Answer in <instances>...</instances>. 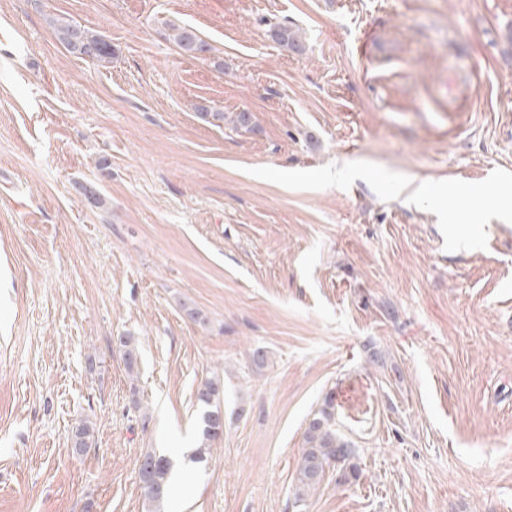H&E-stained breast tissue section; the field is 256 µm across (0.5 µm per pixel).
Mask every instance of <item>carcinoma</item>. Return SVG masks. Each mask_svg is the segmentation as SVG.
I'll return each mask as SVG.
<instances>
[{
	"instance_id": "cac0c4a2",
	"label": "carcinoma",
	"mask_w": 512,
	"mask_h": 512,
	"mask_svg": "<svg viewBox=\"0 0 512 512\" xmlns=\"http://www.w3.org/2000/svg\"><path fill=\"white\" fill-rule=\"evenodd\" d=\"M54 34L58 41L71 53L80 57H87L100 64L112 63V50L110 44L98 35L90 33L81 26L63 20L52 21ZM275 41L294 50L303 49V44L294 32L286 27H279L272 32ZM173 39L178 49L185 55L197 51H206L208 46L191 27L174 28ZM120 347L127 369L134 370L137 364L136 347L131 338H120ZM221 389L218 383L207 381L197 390L198 404L203 408L202 437L210 441L223 433L224 423L220 421L221 415ZM73 438L81 448L86 451L92 447L93 427L88 423L78 425L73 432ZM307 448L303 449L299 471L297 474V487L295 502L303 500L305 493L313 489L321 480L325 467L349 458L353 450L337 437L331 414L324 412L321 417L313 420L306 433ZM170 461L163 454L148 452L143 456L140 475L148 476V483L153 489H145L148 501L152 504L160 503L167 494L168 474Z\"/></svg>"
}]
</instances>
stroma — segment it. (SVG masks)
Returning a JSON list of instances; mask_svg holds the SVG:
<instances>
[{"label":"stroma","instance_id":"35a3bbf8","mask_svg":"<svg viewBox=\"0 0 512 512\" xmlns=\"http://www.w3.org/2000/svg\"><path fill=\"white\" fill-rule=\"evenodd\" d=\"M0 512H512V0H0ZM52 27L58 41L72 54L87 57L100 64H111V46L100 36L69 21L53 20ZM173 39L178 49L185 55L195 57L190 53L197 51H207L208 46L206 42L199 36L197 31L192 27H176L173 28ZM221 389L217 382L207 381L197 390L198 404L203 408L202 437L206 441L215 440L223 433L224 423L220 421ZM307 448H304L297 474L296 502H301L305 493L321 480L326 466L349 458L353 450L337 437L331 414L324 411L313 420L306 433ZM169 469L170 461L165 455L148 452L143 456L140 475L145 483V494L150 503L159 504L166 497ZM145 474L148 476L147 481L144 479ZM148 483L155 489L150 490Z\"/></svg>","mask_w":512,"mask_h":512}]
</instances>
